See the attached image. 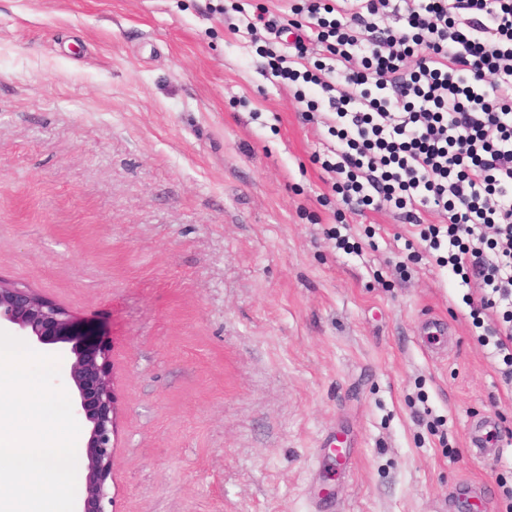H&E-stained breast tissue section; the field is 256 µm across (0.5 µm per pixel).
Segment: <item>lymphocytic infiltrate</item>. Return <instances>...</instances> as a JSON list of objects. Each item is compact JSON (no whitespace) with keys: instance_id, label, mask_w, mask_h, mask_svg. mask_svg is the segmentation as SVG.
Masks as SVG:
<instances>
[{"instance_id":"obj_1","label":"lymphocytic infiltrate","mask_w":512,"mask_h":512,"mask_svg":"<svg viewBox=\"0 0 512 512\" xmlns=\"http://www.w3.org/2000/svg\"><path fill=\"white\" fill-rule=\"evenodd\" d=\"M302 2L325 59L301 71L303 44L271 49L273 74L326 93L346 205L447 216L421 238L474 280L481 309L504 307L508 329L481 343L511 382L512 0Z\"/></svg>"}]
</instances>
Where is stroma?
Returning a JSON list of instances; mask_svg holds the SVG:
<instances>
[{
    "instance_id": "obj_1",
    "label": "stroma",
    "mask_w": 512,
    "mask_h": 512,
    "mask_svg": "<svg viewBox=\"0 0 512 512\" xmlns=\"http://www.w3.org/2000/svg\"><path fill=\"white\" fill-rule=\"evenodd\" d=\"M293 3L0 0V278L111 348L114 512H508L512 383L444 217L343 203L320 87L264 53Z\"/></svg>"
}]
</instances>
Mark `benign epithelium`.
Instances as JSON below:
<instances>
[{
  "label": "benign epithelium",
  "mask_w": 512,
  "mask_h": 512,
  "mask_svg": "<svg viewBox=\"0 0 512 512\" xmlns=\"http://www.w3.org/2000/svg\"><path fill=\"white\" fill-rule=\"evenodd\" d=\"M0 330L53 354L69 350L74 416L88 430L84 491L74 512H110L117 395L110 347L91 340L71 312L35 289L0 278Z\"/></svg>",
  "instance_id": "1"
}]
</instances>
